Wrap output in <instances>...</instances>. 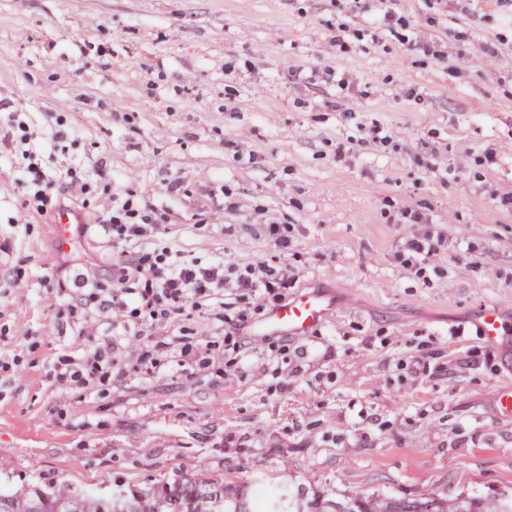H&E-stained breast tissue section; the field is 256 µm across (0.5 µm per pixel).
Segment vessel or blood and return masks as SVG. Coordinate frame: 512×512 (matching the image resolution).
Instances as JSON below:
<instances>
[{
	"instance_id": "b4317fda",
	"label": "vessel or blood",
	"mask_w": 512,
	"mask_h": 512,
	"mask_svg": "<svg viewBox=\"0 0 512 512\" xmlns=\"http://www.w3.org/2000/svg\"><path fill=\"white\" fill-rule=\"evenodd\" d=\"M85 228L83 214L71 208H61L55 214L52 233L58 258H67L81 239ZM332 301L320 289H305L270 308L258 322L251 325L249 334L262 340L276 335L305 337L315 333L330 312ZM481 336L491 346L512 344V320L498 307L480 309L477 321Z\"/></svg>"
}]
</instances>
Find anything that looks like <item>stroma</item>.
Listing matches in <instances>:
<instances>
[{
    "label": "stroma",
    "mask_w": 512,
    "mask_h": 512,
    "mask_svg": "<svg viewBox=\"0 0 512 512\" xmlns=\"http://www.w3.org/2000/svg\"><path fill=\"white\" fill-rule=\"evenodd\" d=\"M0 101L61 185L36 211L0 143V484L512 488V418L492 404L512 355L475 324L483 305L512 311V0H0ZM126 201L189 255L326 290L324 325L245 365L224 355L216 298L153 327L212 343L195 378L160 355L148 378L56 382L110 338L74 277L111 287L125 245L97 224ZM63 204L88 221L64 263ZM406 211L468 255L401 264Z\"/></svg>",
    "instance_id": "obj_1"
}]
</instances>
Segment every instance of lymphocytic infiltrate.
Here are the masks:
<instances>
[{
    "instance_id": "1",
    "label": "lymphocytic infiltrate",
    "mask_w": 512,
    "mask_h": 512,
    "mask_svg": "<svg viewBox=\"0 0 512 512\" xmlns=\"http://www.w3.org/2000/svg\"><path fill=\"white\" fill-rule=\"evenodd\" d=\"M99 228L105 235L134 244L135 249L113 262L112 286L97 294L98 310L104 313L129 307L133 312L143 313L145 323L122 324V333L148 340L154 349L170 353L176 373L188 379L194 377L208 346L193 347L181 343L176 336L153 335L151 324L178 319L186 308L202 307L221 292L243 290L259 297L268 294L281 301L293 281L284 270L264 266L243 268L220 257L205 262L186 255L170 240H148L144 216L127 202L104 216ZM453 244L448 236L425 231L405 239L398 255L404 264L420 273L432 258L450 250ZM122 367V359L109 342L95 346L83 366L58 370L55 378L62 383L87 384L101 370Z\"/></svg>"
}]
</instances>
